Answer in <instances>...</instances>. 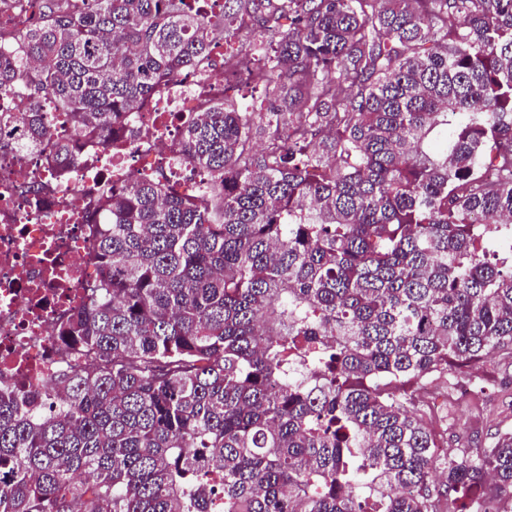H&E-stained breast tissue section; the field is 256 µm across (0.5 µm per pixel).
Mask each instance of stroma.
<instances>
[{
	"instance_id": "35a3bbf8",
	"label": "stroma",
	"mask_w": 512,
	"mask_h": 512,
	"mask_svg": "<svg viewBox=\"0 0 512 512\" xmlns=\"http://www.w3.org/2000/svg\"><path fill=\"white\" fill-rule=\"evenodd\" d=\"M414 397L440 447H484L512 428V352H494L451 377L433 376L415 386Z\"/></svg>"
}]
</instances>
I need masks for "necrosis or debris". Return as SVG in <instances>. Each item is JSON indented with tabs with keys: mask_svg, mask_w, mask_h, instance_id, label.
Listing matches in <instances>:
<instances>
[{
	"mask_svg": "<svg viewBox=\"0 0 512 512\" xmlns=\"http://www.w3.org/2000/svg\"><path fill=\"white\" fill-rule=\"evenodd\" d=\"M38 0H0L6 17L0 45H12L35 22ZM240 83L230 74L194 70L165 80L158 92L131 112L136 136L121 157L81 155L67 176L54 174L39 153L0 154V375L32 391L49 386L58 360L56 327L87 301L101 270L94 259L96 227L87 221V201L101 183H127L143 170L168 172L195 186L177 148L182 115L204 111L210 101L234 95ZM48 181V195L32 199L21 184Z\"/></svg>",
	"mask_w": 512,
	"mask_h": 512,
	"instance_id": "4bbe7bcc",
	"label": "necrosis or debris"
}]
</instances>
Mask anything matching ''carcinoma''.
Instances as JSON below:
<instances>
[{
	"label": "carcinoma",
	"instance_id": "1",
	"mask_svg": "<svg viewBox=\"0 0 512 512\" xmlns=\"http://www.w3.org/2000/svg\"><path fill=\"white\" fill-rule=\"evenodd\" d=\"M70 2L0 50L29 104L0 151L64 169L120 145L247 19L279 39L224 66L274 107L184 119L194 194L158 173L92 198L102 277L57 326L54 390L0 386V512H210L214 468L224 512L512 502V430L441 451L400 391L512 349V254L488 244L512 225V0Z\"/></svg>",
	"mask_w": 512,
	"mask_h": 512
}]
</instances>
